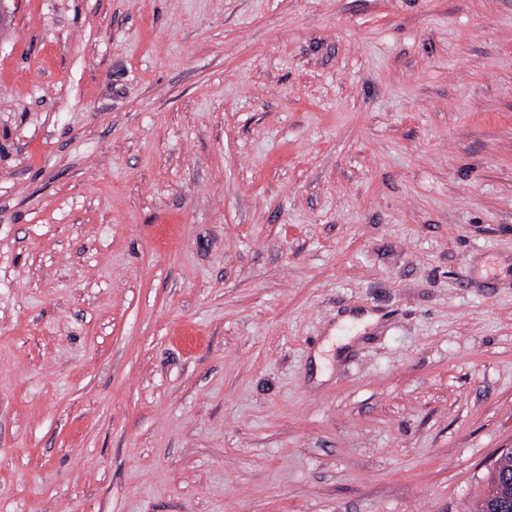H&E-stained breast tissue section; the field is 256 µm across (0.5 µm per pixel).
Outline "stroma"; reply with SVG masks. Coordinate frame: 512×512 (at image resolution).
Masks as SVG:
<instances>
[{
	"mask_svg": "<svg viewBox=\"0 0 512 512\" xmlns=\"http://www.w3.org/2000/svg\"><path fill=\"white\" fill-rule=\"evenodd\" d=\"M512 450V0H0V512H476Z\"/></svg>",
	"mask_w": 512,
	"mask_h": 512,
	"instance_id": "obj_1",
	"label": "stroma"
}]
</instances>
